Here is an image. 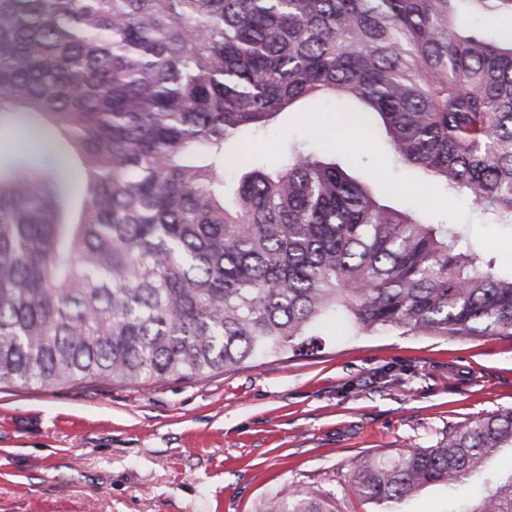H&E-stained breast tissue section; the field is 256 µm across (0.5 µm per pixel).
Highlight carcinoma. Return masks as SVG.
<instances>
[{
  "instance_id": "carcinoma-1",
  "label": "carcinoma",
  "mask_w": 512,
  "mask_h": 512,
  "mask_svg": "<svg viewBox=\"0 0 512 512\" xmlns=\"http://www.w3.org/2000/svg\"><path fill=\"white\" fill-rule=\"evenodd\" d=\"M512 0H0V388L147 386L353 335L512 336V273L448 219L397 209L315 131L252 141L307 98L355 106L396 164L512 228ZM512 448V410L363 459L396 512ZM266 512H324L313 498ZM448 512H512V474ZM39 153V145L27 128H18L11 138L0 141V158L2 165L12 164L22 156H34Z\"/></svg>"
}]
</instances>
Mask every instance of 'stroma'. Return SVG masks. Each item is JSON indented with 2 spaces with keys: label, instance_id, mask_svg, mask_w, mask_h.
I'll use <instances>...</instances> for the list:
<instances>
[{
  "label": "stroma",
  "instance_id": "35a3bbf8",
  "mask_svg": "<svg viewBox=\"0 0 512 512\" xmlns=\"http://www.w3.org/2000/svg\"><path fill=\"white\" fill-rule=\"evenodd\" d=\"M333 102L280 113L257 138L330 132L390 186L388 202L448 216L512 272V229L396 166L379 131L338 121ZM512 409V336H365L327 320L317 348L224 374L146 387L62 384L0 392V512H265L302 491L329 512H378L357 459L427 449L448 428Z\"/></svg>",
  "mask_w": 512,
  "mask_h": 512
}]
</instances>
